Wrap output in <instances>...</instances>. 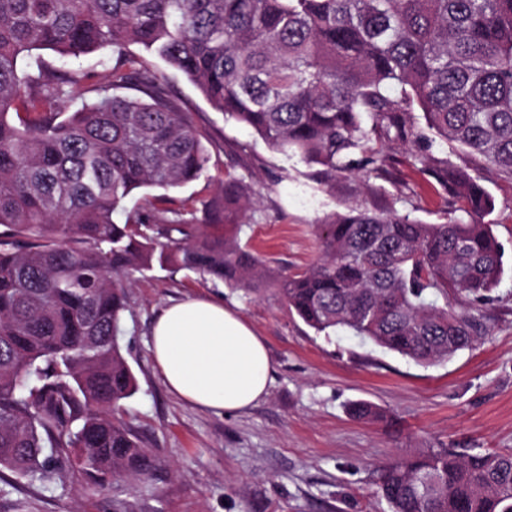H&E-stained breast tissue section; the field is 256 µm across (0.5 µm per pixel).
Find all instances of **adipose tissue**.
Masks as SVG:
<instances>
[{"label":"adipose tissue","mask_w":512,"mask_h":512,"mask_svg":"<svg viewBox=\"0 0 512 512\" xmlns=\"http://www.w3.org/2000/svg\"><path fill=\"white\" fill-rule=\"evenodd\" d=\"M150 352L167 390L190 406L234 413L267 393L266 344L222 302L190 298L163 308L152 326Z\"/></svg>","instance_id":"adipose-tissue-1"}]
</instances>
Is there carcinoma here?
Instances as JSON below:
<instances>
[{"label":"carcinoma","instance_id":"1","mask_svg":"<svg viewBox=\"0 0 512 512\" xmlns=\"http://www.w3.org/2000/svg\"><path fill=\"white\" fill-rule=\"evenodd\" d=\"M130 45L188 77L225 119L331 174L378 169L374 140L418 137L415 106L436 137L512 177V0H0V226L27 234L0 238V469L42 484L60 478L51 457L101 489L152 465L109 415L137 390L116 341L135 274L157 262L230 288L269 278L241 244L232 205L249 185L230 174L208 224L148 198L114 221L133 191L181 188L208 164L199 130ZM106 47L110 86L54 75L51 98L80 106L61 121L40 111L22 62ZM132 84L141 96L109 93ZM423 163L468 219L352 207L320 224L316 264L273 285L318 334L351 332L434 365L488 335L479 311L504 249L485 221L488 191L431 155ZM460 299L478 314L456 310ZM350 412L380 418L366 402ZM380 491L390 512H512V453H410Z\"/></svg>","mask_w":512,"mask_h":512}]
</instances>
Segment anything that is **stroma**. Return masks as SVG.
Listing matches in <instances>:
<instances>
[{
    "instance_id": "obj_1",
    "label": "stroma",
    "mask_w": 512,
    "mask_h": 512,
    "mask_svg": "<svg viewBox=\"0 0 512 512\" xmlns=\"http://www.w3.org/2000/svg\"><path fill=\"white\" fill-rule=\"evenodd\" d=\"M203 136L206 173L172 191L174 207L204 223L225 174L244 177L251 204L239 213L242 240L273 275L304 272L320 257L318 226L358 206L442 223L463 218L461 204L415 154L447 161L480 181L492 196L494 233L505 272L492 293V330L481 344L446 362L424 365L339 332L325 337L292 315L273 285L230 288L184 270L153 267L128 290L119 346L138 391L121 420L152 457L139 480L99 489L68 466L61 482L42 485L0 471V512H390L380 494L385 467L407 453L452 448L465 454L512 451V178L456 144L413 123L420 140L385 138V162L367 174L327 175L272 150L250 127L225 120L200 90L161 59L133 45ZM44 69L89 75L108 85L111 50L77 59L41 51ZM209 297L235 309L262 336L271 363L267 394L250 409L203 411L170 394L149 352L150 330L172 301ZM366 401L385 419H352Z\"/></svg>"
}]
</instances>
